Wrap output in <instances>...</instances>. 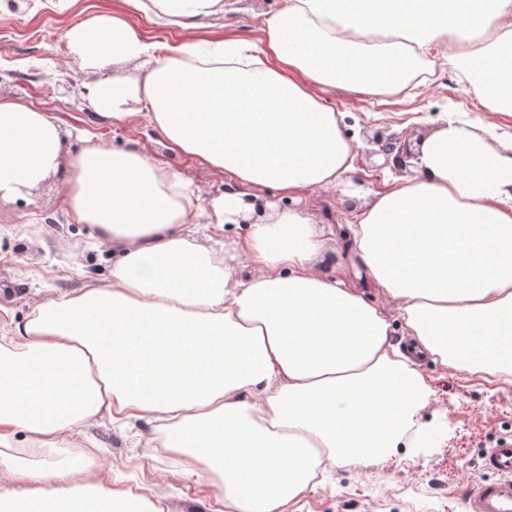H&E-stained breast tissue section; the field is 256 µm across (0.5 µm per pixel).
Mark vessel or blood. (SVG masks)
Masks as SVG:
<instances>
[{"label": "vessel or blood", "instance_id": "b4317fda", "mask_svg": "<svg viewBox=\"0 0 512 512\" xmlns=\"http://www.w3.org/2000/svg\"><path fill=\"white\" fill-rule=\"evenodd\" d=\"M482 467L486 478L464 490L469 512H512V441L490 449Z\"/></svg>", "mask_w": 512, "mask_h": 512}]
</instances>
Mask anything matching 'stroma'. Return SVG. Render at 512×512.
Instances as JSON below:
<instances>
[{
	"label": "stroma",
	"instance_id": "35a3bbf8",
	"mask_svg": "<svg viewBox=\"0 0 512 512\" xmlns=\"http://www.w3.org/2000/svg\"><path fill=\"white\" fill-rule=\"evenodd\" d=\"M56 2L32 0L25 13L16 14L0 0V95L53 112L71 131L91 129L110 146L136 148L188 172L202 197L228 191L249 197V189L231 184L222 171L201 160L171 154L146 119L115 124L103 118L85 126L83 113L91 106L85 90L112 72L84 71L74 65L64 32L88 13L120 10L124 4L122 0H75L62 11ZM285 4L286 0H224L223 13L210 18L200 33L261 46L263 17ZM432 63L437 67L435 76L392 96H367L343 88L321 90L325 103L343 113L344 133L358 148L352 170L336 188L315 191L297 203L329 232L319 269L332 276L347 272L370 302L384 307L395 343L406 339L395 305L369 287L341 237L342 225L353 223L360 208L395 179L383 168L382 157L372 154L369 137L381 129L414 141L449 119L481 123L499 140L512 139V112L487 110L469 85L449 74L446 58L435 56ZM62 192L61 183L53 178L38 190L33 202L0 203L2 333L24 323L33 304L44 297L111 279V249L98 244L91 225L68 223L60 205ZM419 370L433 390L423 417L440 433L434 447L424 454L396 448L383 460L333 467L314 491L294 504V512H468L463 491L482 477L483 456L499 442L512 441V384L468 381L463 372L441 368L427 358ZM149 438V427L139 421L126 427L104 421L80 436L86 447L108 449L128 485L156 488L172 507L205 494V485L187 479L173 460L153 455ZM435 474L446 487L439 499L433 498L429 488Z\"/></svg>",
	"mask_w": 512,
	"mask_h": 512
}]
</instances>
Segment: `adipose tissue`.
Instances as JSON below:
<instances>
[{
    "instance_id": "adipose-tissue-1",
    "label": "adipose tissue",
    "mask_w": 512,
    "mask_h": 512,
    "mask_svg": "<svg viewBox=\"0 0 512 512\" xmlns=\"http://www.w3.org/2000/svg\"><path fill=\"white\" fill-rule=\"evenodd\" d=\"M126 3L64 33L74 64L116 71L87 91L99 116L145 117L170 151L288 204L199 199L186 172L88 131L65 149L56 115L0 96V201L31 200L61 178L69 222L92 225L115 256L108 286L40 300L0 336V512H169L78 443L103 419L149 424L152 447L203 480L223 512H287L313 490L314 468L422 443L431 391L415 357L512 380V144L478 125L439 127L415 175L356 215L353 253L396 304L409 348L391 343L382 308L317 271L325 230L291 206L353 168L356 146L320 89H400L436 47L481 69L477 99L512 103L501 54L512 0H288L264 17L257 57L197 36L224 0ZM131 10L183 39L157 49ZM247 212L255 221L229 246L259 268L244 279L221 237Z\"/></svg>"
}]
</instances>
